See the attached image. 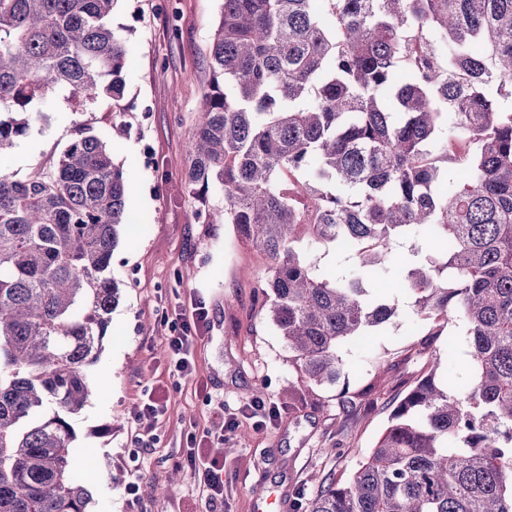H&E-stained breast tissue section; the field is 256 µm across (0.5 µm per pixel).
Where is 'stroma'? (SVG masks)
<instances>
[{"mask_svg": "<svg viewBox=\"0 0 512 512\" xmlns=\"http://www.w3.org/2000/svg\"><path fill=\"white\" fill-rule=\"evenodd\" d=\"M220 0H119L112 26L128 46L126 88L120 108L101 100L74 111L66 89L34 102L37 116L25 137L0 158V173L15 179L48 168L75 135L77 124L108 134L126 122L113 155L131 185L125 225L112 257L122 288L103 350L92 367L94 387L71 419L78 450L77 476L91 496L90 512H205L198 480L184 462L187 435H215L224 457V512H254L259 498L283 497L294 512L300 495L316 492L322 478H344L371 451L388 424L404 383L438 364L458 387L472 366L467 324L449 322L429 350L409 353L425 334L428 316L399 317L384 332L341 347L340 384L356 391L383 375L374 402L343 415L337 388L290 396L296 380L282 336L266 317L260 288L268 258L236 236L229 224H204L184 182L187 144L201 95L211 83L209 42ZM205 307L210 322L194 340L192 375H172L164 336L181 309ZM264 388L274 416L254 413L248 394ZM165 412L151 427L136 414L147 392ZM148 432L152 446L134 438ZM178 472L170 492L149 497L125 493L128 481L165 479Z\"/></svg>", "mask_w": 512, "mask_h": 512, "instance_id": "1", "label": "stroma"}]
</instances>
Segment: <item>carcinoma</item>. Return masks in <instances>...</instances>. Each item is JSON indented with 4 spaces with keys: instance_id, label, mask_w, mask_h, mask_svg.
Masks as SVG:
<instances>
[{
    "instance_id": "obj_1",
    "label": "carcinoma",
    "mask_w": 512,
    "mask_h": 512,
    "mask_svg": "<svg viewBox=\"0 0 512 512\" xmlns=\"http://www.w3.org/2000/svg\"><path fill=\"white\" fill-rule=\"evenodd\" d=\"M115 2L0 0V157L56 87L123 99ZM208 61L185 183L201 223L269 258L297 385L337 384L342 344L401 314L372 294L390 267L407 316L468 324L465 395L430 366L359 468L299 512H512V0H221ZM129 190L112 141L81 127L50 169L0 174V512H89L69 418L120 300ZM410 236L425 253L395 254ZM305 237L358 269L321 268Z\"/></svg>"
}]
</instances>
